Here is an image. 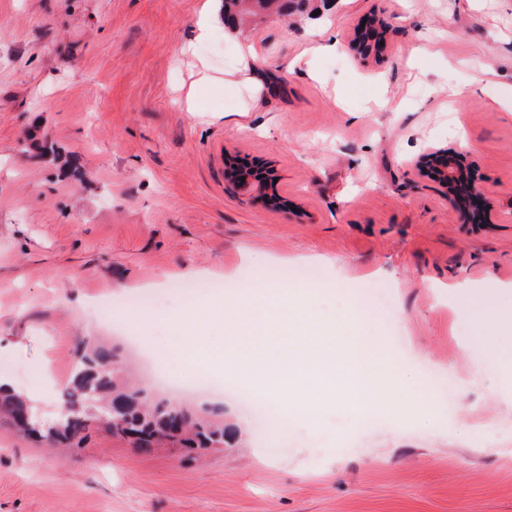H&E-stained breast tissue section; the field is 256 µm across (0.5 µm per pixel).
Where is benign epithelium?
Instances as JSON below:
<instances>
[{"mask_svg":"<svg viewBox=\"0 0 512 512\" xmlns=\"http://www.w3.org/2000/svg\"><path fill=\"white\" fill-rule=\"evenodd\" d=\"M413 166L420 172L427 169L434 170L440 176L444 195L450 202L462 209L467 216H472V210L485 209L481 203L483 197L471 177L465 175L462 167V157L446 148H430L413 162ZM236 184L249 190L247 201L260 200L266 204L273 201L271 190L275 186L274 178L255 179L245 178V181H236Z\"/></svg>","mask_w":512,"mask_h":512,"instance_id":"obj_1","label":"benign epithelium"}]
</instances>
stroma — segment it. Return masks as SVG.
<instances>
[{"label": "stroma", "mask_w": 512, "mask_h": 512, "mask_svg": "<svg viewBox=\"0 0 512 512\" xmlns=\"http://www.w3.org/2000/svg\"><path fill=\"white\" fill-rule=\"evenodd\" d=\"M207 0H0V377L45 419L82 343L136 384L220 408L234 448L144 454L90 426L50 448L0 423V512H512V0H320L318 14L199 29ZM371 14L388 29L362 54ZM461 153L492 222L449 206L413 160ZM237 159L272 169L250 203ZM308 267L320 316L358 300L363 335L434 412L336 405L281 424L168 364L162 330L94 303L197 278L268 285ZM501 319L474 341L460 299ZM235 183L243 188L251 189L247 196V201L249 202L258 199L269 205L273 201V194L269 193V191L273 192V187L275 186L274 178L272 177H266L261 180L247 177L245 182L237 180Z\"/></svg>", "instance_id": "stroma-1"}]
</instances>
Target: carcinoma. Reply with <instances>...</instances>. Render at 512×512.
Listing matches in <instances>:
<instances>
[{"label":"carcinoma","instance_id":"cac0c4a2","mask_svg":"<svg viewBox=\"0 0 512 512\" xmlns=\"http://www.w3.org/2000/svg\"><path fill=\"white\" fill-rule=\"evenodd\" d=\"M258 16L250 0H224V21L234 27ZM118 370L116 349L87 345L80 349L71 382L62 394L63 412L56 421H44L22 396L2 387L0 416L18 432L51 443L84 439L93 419L142 453L165 443L194 456L203 448H222L235 441L236 433L224 426L219 409L198 411L175 401H155L143 388L120 387Z\"/></svg>","mask_w":512,"mask_h":512}]
</instances>
